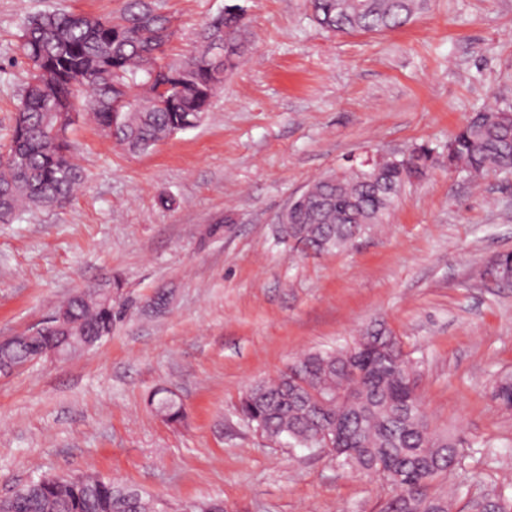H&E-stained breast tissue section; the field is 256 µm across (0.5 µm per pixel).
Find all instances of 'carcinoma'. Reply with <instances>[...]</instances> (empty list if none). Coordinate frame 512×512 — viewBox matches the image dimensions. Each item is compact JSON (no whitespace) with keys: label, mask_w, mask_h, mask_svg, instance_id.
I'll return each mask as SVG.
<instances>
[{"label":"carcinoma","mask_w":512,"mask_h":512,"mask_svg":"<svg viewBox=\"0 0 512 512\" xmlns=\"http://www.w3.org/2000/svg\"><path fill=\"white\" fill-rule=\"evenodd\" d=\"M339 0H311L315 21L337 34L380 33L404 27L422 14L428 0H355L348 12ZM171 20L153 0H125L111 17L48 11L28 17L20 36L26 80L17 105L23 122L11 126L0 165V223L23 211L68 202L84 181L67 131L81 106L103 136L130 153L191 128L224 76L244 54L218 41L251 44L243 8L227 5L224 15L198 34L194 49L167 60L175 36ZM433 152L418 145L381 169L350 165L328 172L308 188V206L288 214L283 238L304 254L339 251L382 224L401 187L426 175ZM448 168L471 175L512 171V111L477 112L448 140ZM57 309L70 317L67 336L112 334L122 314L113 292L100 288L69 298ZM48 339L31 336L8 354L16 366L34 357ZM495 396L512 408V377L499 379ZM148 404L169 422L184 411L172 393L156 389ZM240 410L271 440L295 447L317 446L325 429L336 432L330 454L363 472L382 471L394 490L385 512H452V499L428 489L443 473L463 468L461 442L431 428L416 370L399 339L380 326L353 345L300 356L280 377L250 386ZM154 498L96 473L56 480L43 476L0 500L3 512H156Z\"/></svg>","instance_id":"cac0c4a2"}]
</instances>
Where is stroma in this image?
<instances>
[{"label":"stroma","mask_w":512,"mask_h":512,"mask_svg":"<svg viewBox=\"0 0 512 512\" xmlns=\"http://www.w3.org/2000/svg\"><path fill=\"white\" fill-rule=\"evenodd\" d=\"M175 58L229 0H156ZM252 47L200 122L131 154L78 118L86 179L63 206L0 224V336L28 330L82 287L115 277L124 314L72 359L0 377V497L92 469L165 500L226 512H382L392 487L332 456L261 436L239 411L297 356L383 325L419 373L434 429L463 441L457 502L512 484V284L481 276L512 252V173L448 170L450 136L512 110V0H429L412 24L342 35L310 0H238ZM122 0H0V145L24 77L27 17L112 16ZM435 150L381 229L345 249L291 251L279 214L347 158ZM167 295L163 307L153 299ZM176 393L167 422L151 391ZM148 404L169 422H180L184 411L172 393L165 388L156 389L149 397Z\"/></svg>","instance_id":"stroma-1"}]
</instances>
